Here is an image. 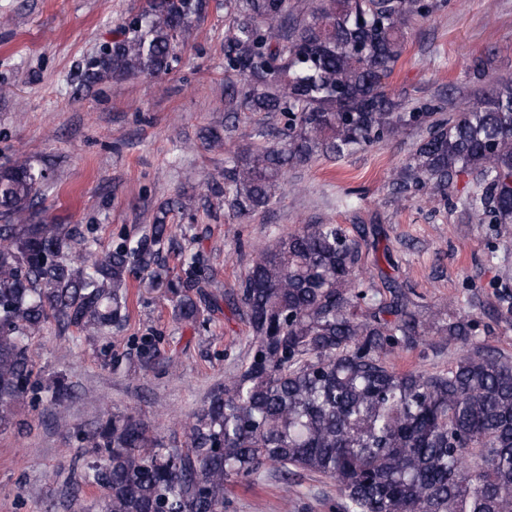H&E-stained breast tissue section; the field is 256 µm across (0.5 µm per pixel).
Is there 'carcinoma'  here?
Instances as JSON below:
<instances>
[{
  "label": "carcinoma",
  "mask_w": 512,
  "mask_h": 512,
  "mask_svg": "<svg viewBox=\"0 0 512 512\" xmlns=\"http://www.w3.org/2000/svg\"><path fill=\"white\" fill-rule=\"evenodd\" d=\"M206 0H148L95 62L116 75L166 73L193 36ZM432 0H224V101L235 138L240 112L280 113L284 126L225 160L207 210L240 218L269 209L286 174L342 160L403 131L425 136L392 180L404 199L471 178L459 203L481 224H512V79L493 81L457 113L407 111L387 93L406 29ZM45 173L0 165V432L41 390L32 337L52 322L109 336L129 318L130 276L164 285L175 318L207 328L229 309L246 327V359L192 411L183 440L133 413L75 429L92 449L83 483L102 490L91 512H224L232 487L270 465L287 478L332 480L341 512H512V363L477 344V323L453 302L422 308L396 280L361 276V243L340 224H304L261 251L228 292L183 254L162 203L137 238L111 245L76 224L35 220ZM180 255L175 272L167 257ZM438 336L456 348L448 371H399L389 357Z\"/></svg>",
  "instance_id": "carcinoma-1"
}]
</instances>
